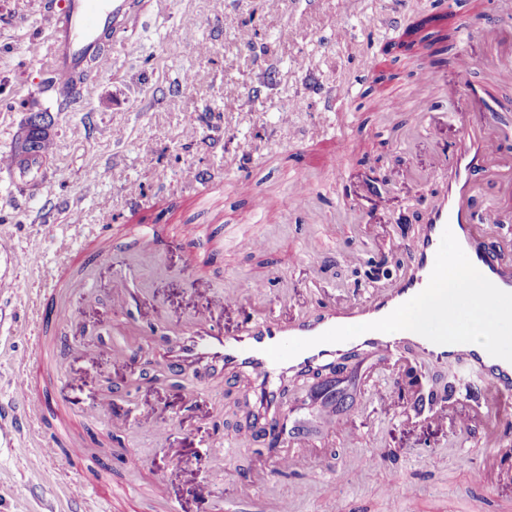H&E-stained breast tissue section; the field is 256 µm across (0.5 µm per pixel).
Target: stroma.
<instances>
[{
	"instance_id": "stroma-1",
	"label": "stroma",
	"mask_w": 512,
	"mask_h": 512,
	"mask_svg": "<svg viewBox=\"0 0 512 512\" xmlns=\"http://www.w3.org/2000/svg\"><path fill=\"white\" fill-rule=\"evenodd\" d=\"M41 0H0V158L17 145L31 114L49 113L53 171L41 196L14 198L0 177V234L10 236L18 257L11 266L20 289L0 295V394L9 392L26 357L37 381V395L49 406L64 402L83 406L110 393L112 414L99 424L79 427L83 442L105 443L95 458L50 463L37 456L35 439L11 433V447L0 446V512H100L101 498L111 495L112 512H152L147 473L169 474L176 512H203L202 488L211 496L244 505L261 496L277 512H316L330 494L340 495L345 512H461L464 503L482 497L512 501V478L493 471V484L478 488L470 471L482 459L473 434L454 422L473 416L475 432L512 431V417L483 419L482 380L460 360L445 365L420 361L404 349L400 360L415 366L437 391L448 394L449 425L408 421L401 405L380 403L386 389L385 366L368 358L347 362L349 377L338 381L336 410L348 414L356 438L331 443L328 429L306 428L295 445L300 458L294 479L278 476L264 445L234 447L242 422L240 384L226 374L190 377L183 387L149 380L128 387L144 358L161 352L169 337L198 316L220 315L225 328L237 326L244 311L219 312L222 288L266 284V312L312 313L327 301H354L373 289L394 283L406 271L400 250L426 218L427 199L440 192L436 160L440 146L458 141L460 128L448 99L432 104L447 115L445 125L413 128L407 108L423 90L416 81L429 59L398 53L390 80L374 91L356 84L359 52L388 49L399 43L401 26L437 11L438 0H143L145 13L133 38L139 53L123 49L124 34L109 40L110 62L88 78L77 108L60 110L51 95L32 100L29 87L42 82L51 54ZM512 9V0H457L455 17L471 25L474 35L465 51L472 72L486 79L496 66L512 63V27L497 47H486L479 31L486 21ZM208 54H199V47ZM242 96V106L224 108L228 96ZM403 100L405 110L378 112L376 98ZM347 112L351 164L340 186L357 207L342 210L335 194L315 176L307 212L292 210L288 177L296 168L318 169L334 152L330 141L337 111ZM290 125H283L282 114ZM199 171L204 184L185 190V168ZM384 177L390 189L378 191L369 171ZM147 205L134 209L131 189ZM265 198L263 219H255L252 196ZM504 207L501 224H483L486 241L506 267L512 268V185L483 184L473 206L481 219L489 199ZM168 231L199 225L209 248L175 237L142 267L128 266L139 247L127 230L131 214ZM263 232L267 249L260 254L233 251L235 236ZM334 236L336 256L320 261L313 253L318 233ZM41 235L38 258L28 239ZM73 250L78 263L93 262L96 275L89 290L70 306L71 321L52 323L50 308L33 318V303L47 280L77 277L60 272L59 253ZM133 273L135 284L125 312L110 304L116 275ZM151 327L145 342L133 345L128 363L116 368L99 344L113 343L125 323ZM51 325L72 348L64 362L63 383L42 368L32 336L38 325ZM192 390L196 404L185 403ZM171 423L167 441L155 440L158 420ZM399 448L398 461L366 465V458ZM222 456L225 466L248 473L247 481L210 484L198 457ZM350 467L345 483H333L315 467L322 454ZM404 492L383 496L392 479ZM94 480L99 494L71 501L67 483ZM308 487L304 500H291V481Z\"/></svg>"
}]
</instances>
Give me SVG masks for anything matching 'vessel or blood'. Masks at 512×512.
<instances>
[{"label": "vessel or blood", "mask_w": 512, "mask_h": 512, "mask_svg": "<svg viewBox=\"0 0 512 512\" xmlns=\"http://www.w3.org/2000/svg\"><path fill=\"white\" fill-rule=\"evenodd\" d=\"M41 11L47 21L51 41V64L48 88L63 109L80 104L86 81L83 77L87 62L99 54L106 34L129 32L141 23L134 0H42ZM417 81L429 92L430 98L453 95L455 117L462 121V137L446 162L447 187L443 195L431 197L428 219L422 234L403 241L408 272L393 286L379 295L343 307L327 305L318 313L294 319L272 314L247 317L236 328L223 330L220 323L198 322L183 336L170 342L164 359L169 367L194 365L229 373L241 372L252 381L256 392L253 404L257 418L279 413L280 384L284 378L301 379L318 367L334 362L338 356L355 349L372 352L385 363H394L405 346L415 347L418 355L432 364H445L466 358L484 378L482 392L486 403L499 406L504 396L512 395V362L491 356L477 344H436L412 332L383 333L369 331L339 343H322L306 349L284 362H274L265 350L288 339H309L340 326H352L379 320L401 304L424 290L435 264L444 229H451L473 266L497 287L512 292V270L505 268L497 253L478 234L471 222L475 187L478 180L500 179L493 166L499 154L496 130L500 115L512 112V100H491L484 85L471 79V62L463 52L438 59L435 65L422 70ZM336 153L328 157L327 173L342 174V160L349 157L345 134L334 138ZM47 178L38 157L19 166L14 175L18 190L27 196L37 195ZM131 234L141 247L158 251L167 239L155 224H134ZM264 283H252L248 290L228 288L221 301L222 308L241 307L249 298L262 295ZM75 284L58 280L47 285L43 296L54 305L58 321L68 318V298ZM15 397L23 404V416L28 431L37 438L39 453L45 460L85 454L83 442L73 440L66 427H47L46 405L35 399L29 371H22L15 382ZM387 400L400 399L407 416L430 415L446 420L443 404L438 403L425 383L406 384L402 376H394L386 394ZM112 409L108 396H101L89 408L68 409V417L87 424ZM150 486L153 498L164 512H171L168 479L164 471H152Z\"/></svg>", "instance_id": "b4317fda"}]
</instances>
